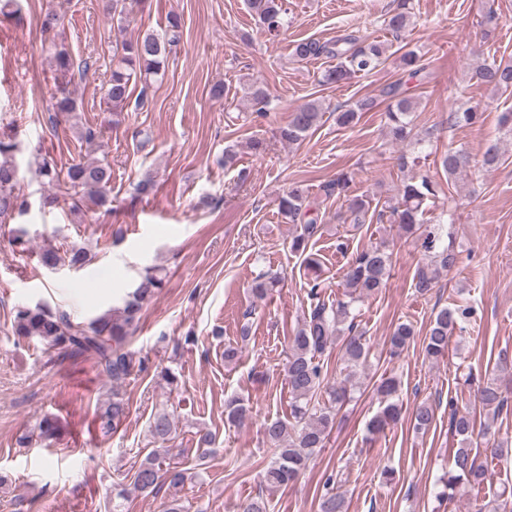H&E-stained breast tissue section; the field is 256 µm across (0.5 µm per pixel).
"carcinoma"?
I'll use <instances>...</instances> for the list:
<instances>
[{"mask_svg":"<svg viewBox=\"0 0 512 512\" xmlns=\"http://www.w3.org/2000/svg\"><path fill=\"white\" fill-rule=\"evenodd\" d=\"M248 8L254 14L262 31L277 37L284 28L286 9L283 0H248ZM412 14L408 0H399L398 6L388 12L385 27L392 35L399 37L411 25ZM180 41V20L171 17L161 33H146L133 40L121 43L112 58V73L105 86V99L112 111L122 112L134 105L144 106L147 90L152 81L164 74L168 55ZM387 52L384 43L365 41L355 31H350L331 42L305 39L297 42L293 54L300 60L326 56L336 60V65L325 71L322 82L342 84L348 80L367 75L376 70ZM58 71L63 79L61 97L57 101V113L73 115L79 105L67 85L74 77H84L90 69L87 60L77 61L68 52H55ZM401 68L416 77L424 71L421 57L408 51L400 57ZM476 82L495 91L512 90V63L483 64L473 74ZM142 84L138 97H133L131 84ZM383 93L393 100L388 106V133L395 141H403L411 133L412 113L416 103L402 94L400 86L392 84ZM255 111L267 112L271 105L267 90L252 84L247 88ZM376 107L372 97H365L352 106L336 108V124L343 128L354 126L360 113ZM321 118V107L313 101L290 113L288 120L278 128L279 138L288 144H298L317 127ZM18 148L16 132L0 131V219L22 216L29 209L28 200L20 192L19 168L14 162ZM469 155L461 150L448 149L440 157V166L452 179L469 167ZM39 173L48 183L58 187L62 195L71 200L72 207L80 208L91 204L103 207L110 203L112 167L102 161H78L65 169L44 159ZM352 176L339 172L328 184L331 195H347ZM437 183L427 175L416 181L403 184L399 200L389 206L394 223L407 233L422 239L427 252V261L418 265L414 276L417 293L426 295L437 284L438 274L449 270L458 263V255L452 244L444 242V225L426 224L423 221L424 204L436 196ZM307 187L297 182L279 200L280 212L292 222L305 215ZM322 225L311 218L300 225L299 233L293 237L290 249L303 256L307 269L319 266L310 254H305L310 240L321 233ZM87 261L83 247H73L65 252L57 248H44L39 254V263L48 269L64 264L80 268ZM392 266L391 253L382 245H372L357 252L348 262L344 273L342 297L329 303L322 297L320 283L313 281L308 292L309 310L303 322L288 337V361L285 372L291 395L290 413L286 418L266 421L263 435L272 453L270 461L262 472L263 482L270 488L286 486L297 480L308 466L313 455L325 447L333 428L338 406L346 400L347 388L331 381L326 363V351L333 345L340 346L341 360L353 377L368 363L369 347L364 333L359 330L358 304L379 293L387 284ZM161 287V279L146 269L133 290L124 294L121 305L103 313L91 321L77 322L63 309H52L47 305L19 306L14 311L13 322L21 336L39 339L50 349H70L87 352L95 356L101 373L111 384L110 397L98 408L97 419L100 429L113 432L128 414V403L122 393L123 383L133 373L136 365L134 354L125 348L126 338L140 320L145 304L154 297ZM477 309L470 301H454L441 308L431 321L428 336L424 339L426 356L438 360L448 355L450 335L456 329H463L476 322ZM412 323H397L389 336V353L399 355L413 340ZM512 382V360L502 357L490 376L478 381L476 397L483 407L498 414L508 403L503 394L502 382ZM400 382L393 376L381 380L377 387L384 407L372 417L367 430L379 433L395 423L402 410L398 397ZM226 422L239 424L249 413L243 400L232 396L224 401ZM414 428L426 430L435 417L432 404L422 402L412 413ZM449 427L460 439L449 461L448 471L440 478L441 489L437 497L454 499L463 489H478L490 480L488 460L499 459L508 454L501 444L488 442L483 450L472 448L474 422L467 407L450 406ZM34 430L41 441L56 436V427L51 419L44 417L36 421ZM176 431L174 420L166 411L155 413L149 421V432L156 441L165 442ZM188 479V470L167 463L164 448L152 449L143 459L133 475V489L141 493L157 491L163 486L177 489ZM333 477L326 481V492L321 496L320 512H346L343 495L335 491Z\"/></svg>","mask_w":512,"mask_h":512,"instance_id":"1","label":"carcinoma"}]
</instances>
